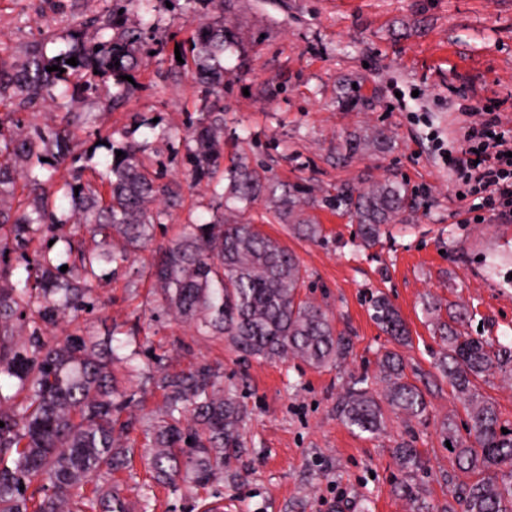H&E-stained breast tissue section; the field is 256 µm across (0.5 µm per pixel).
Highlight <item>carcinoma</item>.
<instances>
[{
	"instance_id": "carcinoma-1",
	"label": "carcinoma",
	"mask_w": 512,
	"mask_h": 512,
	"mask_svg": "<svg viewBox=\"0 0 512 512\" xmlns=\"http://www.w3.org/2000/svg\"><path fill=\"white\" fill-rule=\"evenodd\" d=\"M112 28L117 33L100 40L73 31L65 48L51 56L35 50L18 68L0 64V104L33 109L62 86L101 98L111 110L130 91L123 76L133 75L151 52L140 33L115 21ZM233 43L220 21L198 26L191 38L193 77L212 96L223 92L224 71L217 61ZM72 57L75 66L66 63ZM53 65L64 72L46 70ZM12 115H0V379L10 382L7 391L0 385V512H131L119 490L99 482L130 466L134 454L129 432L136 421L122 418L129 399L119 391L116 366L129 377L145 375L162 391V406L144 425L149 448L143 461L155 482L213 483L228 473L230 455L244 452L245 414L233 389L221 387L211 367L181 373L144 368L137 349L122 353L134 343L133 332L116 346L114 338L101 342L79 326L62 339L46 336L62 316L96 308L101 266L122 263L127 247L153 241L165 215L153 205L161 198L176 205L181 185L164 181L142 160L145 145L117 146L111 133L100 130L96 136L107 142L109 155L86 179L69 122L6 134ZM223 134L224 113L202 109L188 132L194 142L187 150L191 181L219 186L227 180L233 199L250 205L263 198L289 233L318 240L320 225L303 217V189L236 163L222 167ZM118 151L125 156L116 158ZM67 160L70 177L56 179L58 165ZM21 177L27 194L18 199ZM324 204L355 220L360 243L369 246L412 198L405 184L384 181L363 190L343 185ZM71 223L85 234L60 238L58 225ZM51 240L63 242V248L55 249ZM156 253L149 277L164 310L222 337L232 351L264 359L297 357L316 368L349 355L350 341L336 331L333 319L300 298L304 275L298 257L255 225L195 220L181 225ZM64 265L68 269L62 272ZM371 308L385 333L398 340L407 336L387 296H373ZM459 322L461 317L452 314L433 322L446 344L437 368L463 398L470 419L466 437L457 436L453 424L445 425L458 469L469 477L453 484L450 495L462 512H512V431L502 433L495 404L474 384L493 369L512 374V341L469 336L456 327ZM378 368L388 381L389 407L422 418L427 403L406 380L399 355L385 352ZM364 383L347 386L337 409L350 430L377 435L385 428V413ZM394 454L408 476L423 468L417 449L407 442ZM89 483L94 488L86 498L81 490Z\"/></svg>"
}]
</instances>
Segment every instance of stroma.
I'll list each match as a JSON object with an SVG mask.
<instances>
[{"instance_id": "1", "label": "stroma", "mask_w": 512, "mask_h": 512, "mask_svg": "<svg viewBox=\"0 0 512 512\" xmlns=\"http://www.w3.org/2000/svg\"><path fill=\"white\" fill-rule=\"evenodd\" d=\"M150 7L147 16L135 5L122 16L155 49L123 105L106 112L76 94L23 119L46 127L69 112L92 114V122L71 128L80 153L99 129L145 144V161L182 186V206L156 231L162 242L190 216H235L210 187L192 184L182 142L203 105L223 109L225 160L304 186V214L321 224L323 237L289 234L261 200L237 216L298 256L302 298L328 311L352 351L323 368L235 353L195 322L165 312L146 278L152 248L131 253L97 283L100 308L80 317L82 328L99 339L136 331L141 364L171 373L210 365L247 419L244 451L231 459L224 482L161 487L139 464L114 472L113 481L131 502L151 497L153 512H201V503L214 500L223 512H358L361 503L365 512H443L450 483L464 478L443 426L463 434L469 418L435 366L444 344L425 307L464 305L471 313L464 332L512 337V220L482 216L479 195L458 198L448 168L465 127L483 120L486 105L512 127V0H151ZM111 13L112 0H0V60L19 63L34 46L63 45L71 30L97 35ZM219 19L236 42L221 60L224 91L208 99L176 57L188 55L199 23ZM377 127L387 128V145L370 142ZM355 133L367 142L348 159ZM388 179L415 190L414 206L371 246L360 245L357 224L320 204L337 186ZM377 291L398 309L409 345L372 320L368 301ZM387 350L401 356L427 413L420 421L388 414L377 437L353 432L339 417L338 398L362 377L383 397L377 362ZM403 440L424 461L410 478L393 456ZM406 480L413 496L400 489Z\"/></svg>"}]
</instances>
